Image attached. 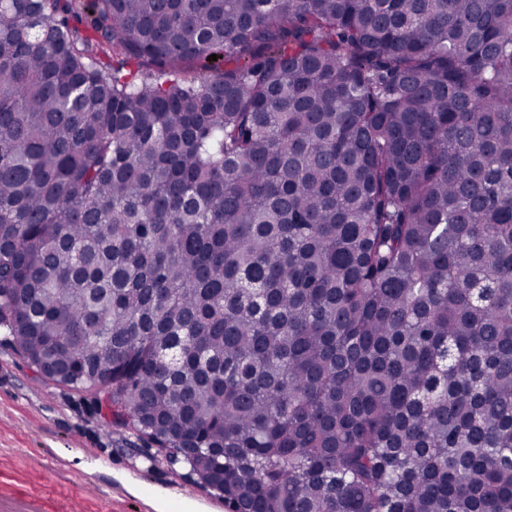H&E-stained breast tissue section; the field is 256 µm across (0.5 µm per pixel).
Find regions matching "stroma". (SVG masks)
Listing matches in <instances>:
<instances>
[{"label": "stroma", "instance_id": "35a3bbf8", "mask_svg": "<svg viewBox=\"0 0 512 512\" xmlns=\"http://www.w3.org/2000/svg\"><path fill=\"white\" fill-rule=\"evenodd\" d=\"M226 512L170 464L109 421L91 395L54 383L0 341V512Z\"/></svg>", "mask_w": 512, "mask_h": 512}]
</instances>
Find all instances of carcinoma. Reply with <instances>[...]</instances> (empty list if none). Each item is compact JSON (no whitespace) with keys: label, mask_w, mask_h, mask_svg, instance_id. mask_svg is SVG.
<instances>
[{"label":"carcinoma","mask_w":512,"mask_h":512,"mask_svg":"<svg viewBox=\"0 0 512 512\" xmlns=\"http://www.w3.org/2000/svg\"><path fill=\"white\" fill-rule=\"evenodd\" d=\"M0 333L237 512H512V0H0Z\"/></svg>","instance_id":"obj_1"}]
</instances>
